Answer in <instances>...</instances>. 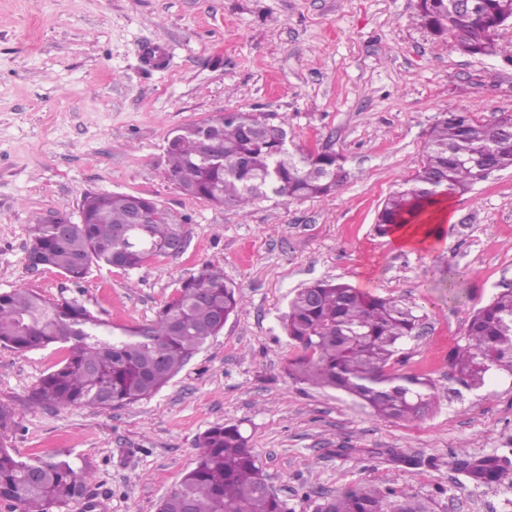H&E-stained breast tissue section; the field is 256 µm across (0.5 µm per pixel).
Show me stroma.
<instances>
[{"label":"stroma","mask_w":512,"mask_h":512,"mask_svg":"<svg viewBox=\"0 0 512 512\" xmlns=\"http://www.w3.org/2000/svg\"><path fill=\"white\" fill-rule=\"evenodd\" d=\"M498 40L501 56L463 54L417 24L415 0H0V292L75 297L131 327L210 264L243 298L169 385L119 408L33 403L67 349L0 346V402L17 413L10 446L92 472L65 512H157L218 423L240 425L293 512L359 486L431 512H512V468L478 484L459 465L512 459V376L467 387L449 360L474 312L512 286V169L453 195L434 247L402 250L375 229L447 105L484 123L512 114V24ZM222 109L283 125L289 150L342 155L345 181L325 198L272 195L245 210L183 195L166 175L167 138ZM88 192L158 200L188 218L186 248L78 282L31 269V226L77 217ZM321 279L415 305L419 334L387 371L435 384L420 419H383L289 376L302 350L280 317Z\"/></svg>","instance_id":"stroma-1"}]
</instances>
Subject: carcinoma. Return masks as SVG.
I'll return each mask as SVG.
<instances>
[{
  "mask_svg": "<svg viewBox=\"0 0 512 512\" xmlns=\"http://www.w3.org/2000/svg\"><path fill=\"white\" fill-rule=\"evenodd\" d=\"M476 15L448 11V0H417L416 21L435 36L452 34L468 55L498 54L494 25L504 13L512 20V0H480ZM224 140V158L200 159L197 125L175 129L179 145L167 151L168 177L187 196L245 209L273 193L319 198L335 192L346 177L343 159L329 152L292 153L280 145V125L250 112L214 117ZM512 114L482 123L468 109L450 105L432 126L421 167L385 199L376 230L385 235L436 200L470 190L493 173L512 168ZM147 224L129 232L130 194L88 193L79 221L61 214L57 223L38 221L30 229V249L45 266L74 280L92 266L141 268L169 254V245L188 230L183 220L157 200L140 197ZM242 296L211 265L184 281L175 296L147 324L123 327L94 315L76 299L49 300L31 288L0 293V344L29 352L62 344L64 361L44 375L32 401L45 406L112 409L147 399L167 385L224 324L237 313ZM413 307L364 293L344 282L317 281L299 289L288 303L283 327L304 355L290 363V375L319 387L342 391L387 419H417L435 401L432 381L395 375L386 367L402 342L416 334ZM458 379L481 386L493 368L512 374V287L500 289L477 309L465 344L450 355ZM195 466L164 496L158 512H290L268 486L257 455L237 424H216L199 440ZM509 459L464 462L473 481L489 484L508 470ZM91 478L67 459L22 460L0 439V499L20 512H52L84 494ZM318 512H428L414 500H396L369 487L336 495Z\"/></svg>",
  "mask_w": 512,
  "mask_h": 512,
  "instance_id": "obj_1",
  "label": "carcinoma"
}]
</instances>
